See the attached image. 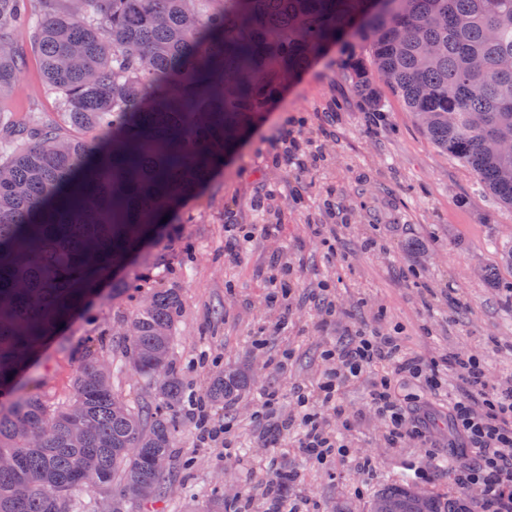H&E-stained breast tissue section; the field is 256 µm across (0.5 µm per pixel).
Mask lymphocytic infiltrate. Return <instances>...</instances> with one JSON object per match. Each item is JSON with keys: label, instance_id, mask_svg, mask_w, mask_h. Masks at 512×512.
Listing matches in <instances>:
<instances>
[{"label": "lymphocytic infiltrate", "instance_id": "1", "mask_svg": "<svg viewBox=\"0 0 512 512\" xmlns=\"http://www.w3.org/2000/svg\"><path fill=\"white\" fill-rule=\"evenodd\" d=\"M336 376L321 388L319 403L297 392L302 414L300 446L309 458L321 460L341 450V439L320 423L318 404L335 399L341 383L359 378L375 363L391 365L394 376L416 381L415 390L396 391L391 378H380L370 389V406L386 424L390 447L424 440L436 417L431 399L448 396V442L463 443L468 455L448 462L454 486L477 492L483 512H512V386L492 384L484 361L464 353L449 355V372L458 376L447 385L439 370L419 357L403 355L399 337L389 333L357 330L350 349L336 353Z\"/></svg>", "mask_w": 512, "mask_h": 512}]
</instances>
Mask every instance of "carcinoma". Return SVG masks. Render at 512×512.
Masks as SVG:
<instances>
[{
	"label": "carcinoma",
	"instance_id": "obj_1",
	"mask_svg": "<svg viewBox=\"0 0 512 512\" xmlns=\"http://www.w3.org/2000/svg\"><path fill=\"white\" fill-rule=\"evenodd\" d=\"M368 44L348 75L373 110L387 85L427 139L512 207V0H0V96L37 54L53 116L0 112V512H154L176 439L198 411L235 403L244 373L202 393L173 357L180 289L112 281L132 309L77 356L64 401L24 389L26 361L87 309L147 224L195 196L248 122L335 44ZM454 113L448 123V113ZM153 392L140 408L112 385L113 348ZM372 512H461L396 484Z\"/></svg>",
	"mask_w": 512,
	"mask_h": 512
}]
</instances>
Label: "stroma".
I'll return each instance as SVG.
<instances>
[{
    "label": "stroma",
    "mask_w": 512,
    "mask_h": 512,
    "mask_svg": "<svg viewBox=\"0 0 512 512\" xmlns=\"http://www.w3.org/2000/svg\"><path fill=\"white\" fill-rule=\"evenodd\" d=\"M367 52L364 43L329 47L283 83L223 168L120 270L129 278L148 270L180 288L174 352L196 388L220 366L250 377L242 398L213 411L216 440L202 441L185 423L174 456L197 464L175 469L161 512H211L220 497L271 512L268 490L284 476L290 512H369L381 489L406 480L410 464L429 470L417 489L478 503L448 473L445 397L433 399V456L412 441L387 446L369 398L372 382L392 373L384 362L343 384L324 411L348 456L317 461L299 446L296 392L318 399L336 367L325 351L346 349L359 329L399 336L403 352L429 362L452 351L477 355L492 383H512V208L431 144L397 97L367 110L347 76L350 55ZM0 106L57 111L36 56ZM263 224L275 233L263 235ZM126 309L98 299L23 384L61 399L76 352ZM269 393L276 399L267 411ZM340 409L354 417L351 431L337 420ZM361 457L372 458L371 472L356 467Z\"/></svg>",
    "instance_id": "stroma-1"
}]
</instances>
